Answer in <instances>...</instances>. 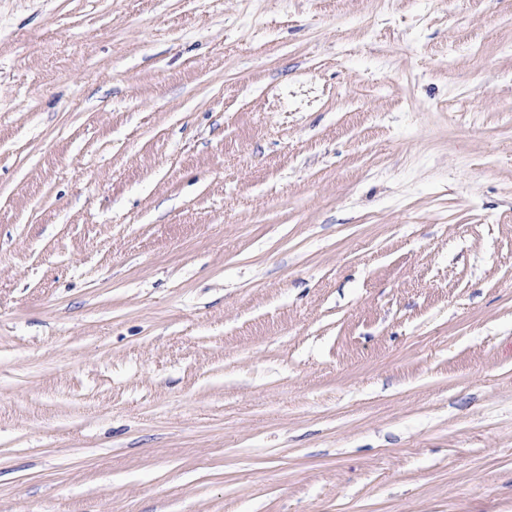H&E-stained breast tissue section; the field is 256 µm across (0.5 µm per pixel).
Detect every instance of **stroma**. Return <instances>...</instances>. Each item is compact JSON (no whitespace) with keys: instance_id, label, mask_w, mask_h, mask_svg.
Segmentation results:
<instances>
[{"instance_id":"stroma-1","label":"stroma","mask_w":512,"mask_h":512,"mask_svg":"<svg viewBox=\"0 0 512 512\" xmlns=\"http://www.w3.org/2000/svg\"><path fill=\"white\" fill-rule=\"evenodd\" d=\"M0 512H512V0H0Z\"/></svg>"}]
</instances>
